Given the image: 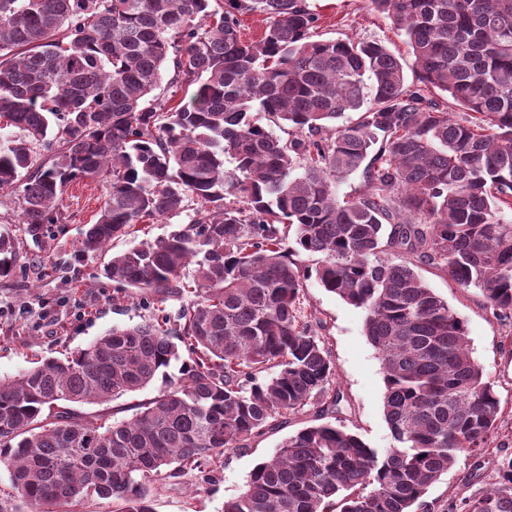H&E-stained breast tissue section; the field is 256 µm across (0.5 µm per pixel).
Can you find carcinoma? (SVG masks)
<instances>
[{"mask_svg": "<svg viewBox=\"0 0 512 512\" xmlns=\"http://www.w3.org/2000/svg\"><path fill=\"white\" fill-rule=\"evenodd\" d=\"M370 3L406 36L418 83L379 43L314 39L309 0H0V128L14 129L0 190H19L25 231L59 223L57 200L85 177L106 199L83 254L199 205L105 265L161 315L0 377V463L29 512L97 499L153 512L139 480L202 472L307 405L337 407L332 356L302 314L311 278L366 313L393 446L338 419L306 426L224 512H435L433 483L462 457L481 469L500 402L417 268L512 313V0ZM248 14L265 22L256 40ZM168 73L192 90L176 105L153 95ZM347 112L358 117L338 123ZM361 167L364 189L340 201L337 183ZM299 251L321 264L290 259ZM15 255L0 234V276ZM159 377L130 420L69 408ZM495 467V485L442 512H512V456Z\"/></svg>", "mask_w": 512, "mask_h": 512, "instance_id": "carcinoma-1", "label": "carcinoma"}]
</instances>
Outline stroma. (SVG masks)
Segmentation results:
<instances>
[{
    "label": "stroma",
    "mask_w": 512,
    "mask_h": 512,
    "mask_svg": "<svg viewBox=\"0 0 512 512\" xmlns=\"http://www.w3.org/2000/svg\"><path fill=\"white\" fill-rule=\"evenodd\" d=\"M310 2L320 15L322 38L377 41L396 56L410 59L404 34L369 0ZM105 195L97 179L73 181L58 203L62 223L44 225L34 238L21 229L17 193L0 191V232L14 238L17 251L13 270L0 277L1 376L18 375L45 358L63 357L112 328L132 326L154 314L145 292L130 289L124 298H115L113 282L104 273L105 257L84 256L77 250L82 232L95 222ZM419 273L465 321L472 355L493 384L501 407L491 460L475 474L469 462L459 461L429 488L427 501L440 508L451 499L492 486L497 480L494 457L512 455V315L494 314L478 289L461 288L435 268L424 265ZM303 306L305 313L315 316V330L335 363L336 388L342 396L338 419L370 446L390 447L383 413V371L364 333V312L313 279L307 283ZM162 385L158 379L142 390L102 405H79L75 411L107 421L128 420L138 404L156 396ZM320 412V406H306L283 428L252 440L248 447L214 456L205 472L185 473L175 484L146 479L139 489L154 512H223L225 501L242 492L251 470L269 459L288 434L312 422Z\"/></svg>",
    "instance_id": "stroma-1"
}]
</instances>
